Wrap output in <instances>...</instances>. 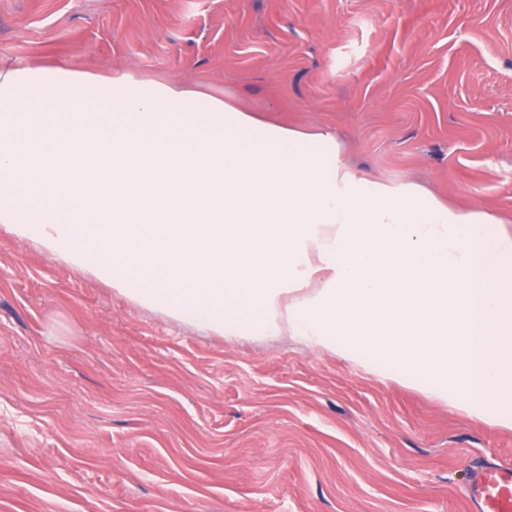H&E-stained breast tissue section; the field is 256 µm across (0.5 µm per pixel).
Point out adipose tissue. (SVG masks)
<instances>
[{"label": "adipose tissue", "instance_id": "adipose-tissue-1", "mask_svg": "<svg viewBox=\"0 0 512 512\" xmlns=\"http://www.w3.org/2000/svg\"><path fill=\"white\" fill-rule=\"evenodd\" d=\"M0 224L136 305L368 358L512 429V233L355 171L332 134L130 75L0 69Z\"/></svg>", "mask_w": 512, "mask_h": 512}]
</instances>
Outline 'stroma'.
<instances>
[{"label": "stroma", "instance_id": "obj_1", "mask_svg": "<svg viewBox=\"0 0 512 512\" xmlns=\"http://www.w3.org/2000/svg\"><path fill=\"white\" fill-rule=\"evenodd\" d=\"M128 73L335 134L512 232V0H0V68ZM512 430L291 336L134 305L0 225V512H467Z\"/></svg>", "mask_w": 512, "mask_h": 512}]
</instances>
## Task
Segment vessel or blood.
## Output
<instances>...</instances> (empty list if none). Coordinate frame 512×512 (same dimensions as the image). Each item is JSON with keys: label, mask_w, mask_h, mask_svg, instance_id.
<instances>
[{"label": "vessel or blood", "mask_w": 512, "mask_h": 512, "mask_svg": "<svg viewBox=\"0 0 512 512\" xmlns=\"http://www.w3.org/2000/svg\"><path fill=\"white\" fill-rule=\"evenodd\" d=\"M464 497L470 512H512V465L474 467Z\"/></svg>", "instance_id": "obj_1"}]
</instances>
